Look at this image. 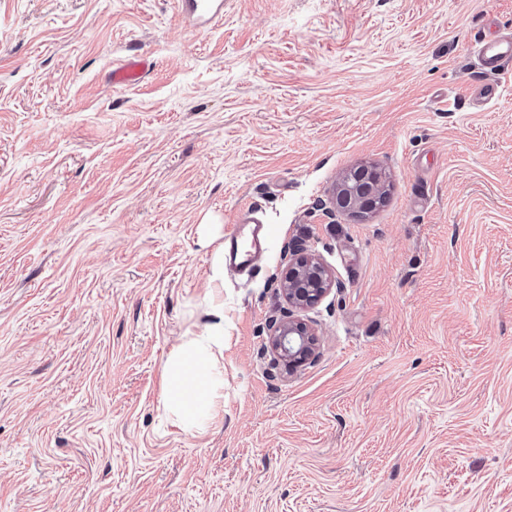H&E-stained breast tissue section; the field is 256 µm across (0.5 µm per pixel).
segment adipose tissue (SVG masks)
I'll return each mask as SVG.
<instances>
[{
    "label": "adipose tissue",
    "mask_w": 512,
    "mask_h": 512,
    "mask_svg": "<svg viewBox=\"0 0 512 512\" xmlns=\"http://www.w3.org/2000/svg\"><path fill=\"white\" fill-rule=\"evenodd\" d=\"M212 315V323L184 340L163 369L164 404L178 409L190 424L223 395V382L214 369L217 354L224 351L223 304H215Z\"/></svg>",
    "instance_id": "ef3b65f1"
}]
</instances>
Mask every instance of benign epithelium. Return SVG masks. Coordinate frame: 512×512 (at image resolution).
<instances>
[{"label":"benign epithelium","mask_w":512,"mask_h":512,"mask_svg":"<svg viewBox=\"0 0 512 512\" xmlns=\"http://www.w3.org/2000/svg\"><path fill=\"white\" fill-rule=\"evenodd\" d=\"M385 182V175L378 169L365 173L358 181L345 175L336 186V202L345 211L363 213L366 201L377 200L383 194ZM336 287L335 277L319 259L302 250L291 255L282 282L290 305L299 310L311 308ZM270 343L288 365L299 366L315 355L316 333L304 320L289 319L278 324Z\"/></svg>","instance_id":"benign-epithelium-1"}]
</instances>
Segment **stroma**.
Listing matches in <instances>:
<instances>
[{
  "label": "stroma",
  "mask_w": 512,
  "mask_h": 512,
  "mask_svg": "<svg viewBox=\"0 0 512 512\" xmlns=\"http://www.w3.org/2000/svg\"><path fill=\"white\" fill-rule=\"evenodd\" d=\"M492 35L512 0H224L202 33L172 0H0V512H512ZM362 167L387 195L354 214L334 190ZM246 209L265 254L212 280ZM296 247L339 286L291 370ZM213 287L224 396L189 431L163 367ZM150 68V62L141 56L134 55L124 60L112 70L113 86H127L139 82ZM316 333L303 319H288L271 334L273 350L289 366H299L315 355Z\"/></svg>",
  "instance_id": "35a3bbf8"
}]
</instances>
